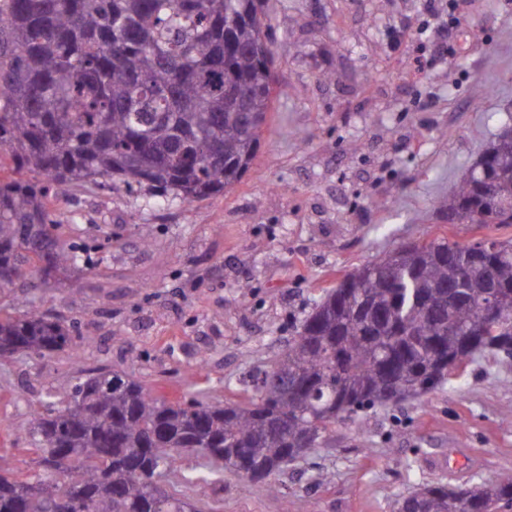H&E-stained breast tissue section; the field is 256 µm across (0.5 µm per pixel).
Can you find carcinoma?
Instances as JSON below:
<instances>
[{
    "label": "carcinoma",
    "instance_id": "1",
    "mask_svg": "<svg viewBox=\"0 0 512 512\" xmlns=\"http://www.w3.org/2000/svg\"><path fill=\"white\" fill-rule=\"evenodd\" d=\"M266 0H0V289L31 268L89 267L54 232V184L147 190L167 202L224 194L257 153L271 108ZM460 224H512V130L448 194ZM498 284L489 293L486 275ZM493 295L500 314L488 321ZM512 346V242L404 246L325 292L236 402L170 404L138 380L82 370L69 402L17 430L38 452L23 479L0 462V512H203L167 491L186 454L204 469L272 478L327 443L336 423L419 399L448 368ZM77 355L59 320L0 318V354ZM512 473L480 484L427 483L396 512H502Z\"/></svg>",
    "mask_w": 512,
    "mask_h": 512
}]
</instances>
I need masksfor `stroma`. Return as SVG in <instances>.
Returning <instances> with one entry per match:
<instances>
[{"label":"stroma","instance_id":"1","mask_svg":"<svg viewBox=\"0 0 512 512\" xmlns=\"http://www.w3.org/2000/svg\"><path fill=\"white\" fill-rule=\"evenodd\" d=\"M269 0L270 119L252 167L224 195L155 206L148 192L54 186L78 215L90 269L0 291L85 339L66 356H0V458L22 475L37 452L17 428L76 368L140 381L172 402L241 399L324 289L403 244L512 239V225L452 224L450 188L512 126V0ZM488 91L476 99L478 88ZM361 150H351V143ZM337 424L327 447L275 490L233 473L165 488L205 512H394L422 483L512 471V357L467 365L431 394Z\"/></svg>","mask_w":512,"mask_h":512}]
</instances>
